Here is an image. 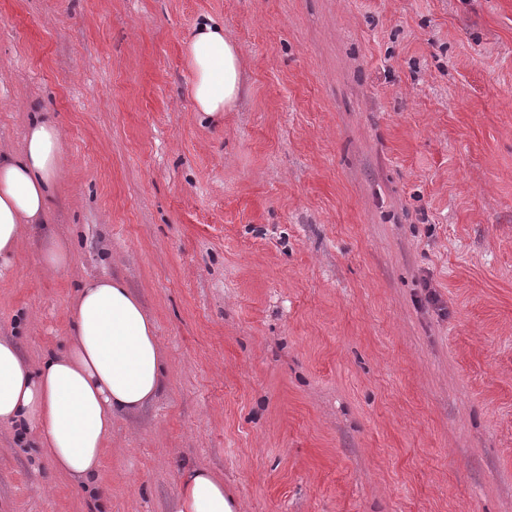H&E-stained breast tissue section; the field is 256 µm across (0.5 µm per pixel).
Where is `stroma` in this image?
I'll list each match as a JSON object with an SVG mask.
<instances>
[{"label":"stroma","mask_w":512,"mask_h":512,"mask_svg":"<svg viewBox=\"0 0 512 512\" xmlns=\"http://www.w3.org/2000/svg\"><path fill=\"white\" fill-rule=\"evenodd\" d=\"M202 16L242 54L218 126ZM35 112L64 155L0 339L40 364L115 277L164 357L102 512H177L192 467L240 512H512V0H0L1 149ZM35 443L0 422V512H92ZM239 48L224 37V27L208 16L197 20L185 41V62L192 73L194 111L207 124L219 125L244 86ZM71 261L68 247L58 241H53L45 250L43 264L47 270L59 271L66 269Z\"/></svg>","instance_id":"1"}]
</instances>
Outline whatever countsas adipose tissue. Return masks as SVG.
<instances>
[{
  "label": "adipose tissue",
  "instance_id": "obj_1",
  "mask_svg": "<svg viewBox=\"0 0 512 512\" xmlns=\"http://www.w3.org/2000/svg\"><path fill=\"white\" fill-rule=\"evenodd\" d=\"M185 62L195 112L220 124L244 90L237 45L204 16L185 41ZM62 155L60 129L45 115L28 126L20 153H0V262L15 255L23 225L45 221ZM71 310L66 349L39 367L0 340V421L36 433L43 455L93 494L113 417L155 397L164 360L153 321L122 280L85 283ZM177 510L238 512L223 481L201 468L182 474Z\"/></svg>",
  "mask_w": 512,
  "mask_h": 512
}]
</instances>
